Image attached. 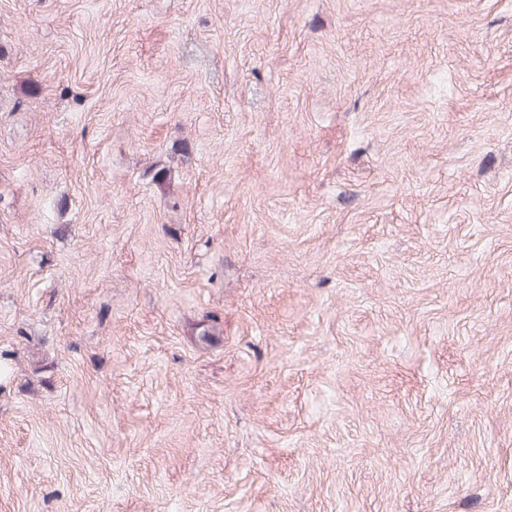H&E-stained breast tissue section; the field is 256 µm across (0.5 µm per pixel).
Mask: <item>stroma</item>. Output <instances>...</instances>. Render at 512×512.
Wrapping results in <instances>:
<instances>
[{
  "label": "stroma",
  "mask_w": 512,
  "mask_h": 512,
  "mask_svg": "<svg viewBox=\"0 0 512 512\" xmlns=\"http://www.w3.org/2000/svg\"><path fill=\"white\" fill-rule=\"evenodd\" d=\"M0 512H512V0H0Z\"/></svg>",
  "instance_id": "35a3bbf8"
}]
</instances>
